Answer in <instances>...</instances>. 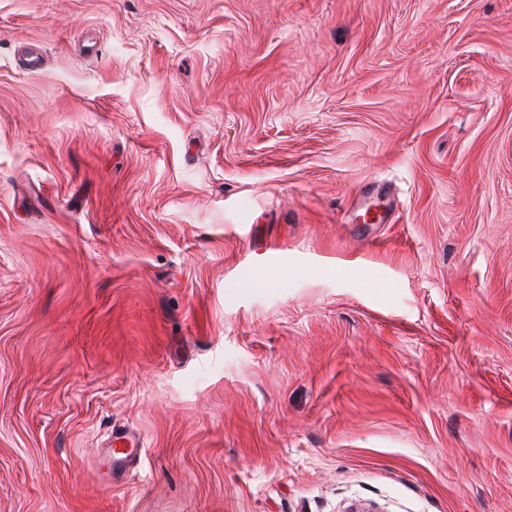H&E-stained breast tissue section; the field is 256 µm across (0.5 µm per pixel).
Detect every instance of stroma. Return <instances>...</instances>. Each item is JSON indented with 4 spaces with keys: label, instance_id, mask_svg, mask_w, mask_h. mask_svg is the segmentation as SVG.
Instances as JSON below:
<instances>
[{
    "label": "stroma",
    "instance_id": "obj_1",
    "mask_svg": "<svg viewBox=\"0 0 512 512\" xmlns=\"http://www.w3.org/2000/svg\"><path fill=\"white\" fill-rule=\"evenodd\" d=\"M0 512H512V0H0ZM142 445L133 433L123 427L112 429V443L105 448L111 463L112 479L120 478L126 467L135 461L141 453Z\"/></svg>",
    "mask_w": 512,
    "mask_h": 512
}]
</instances>
